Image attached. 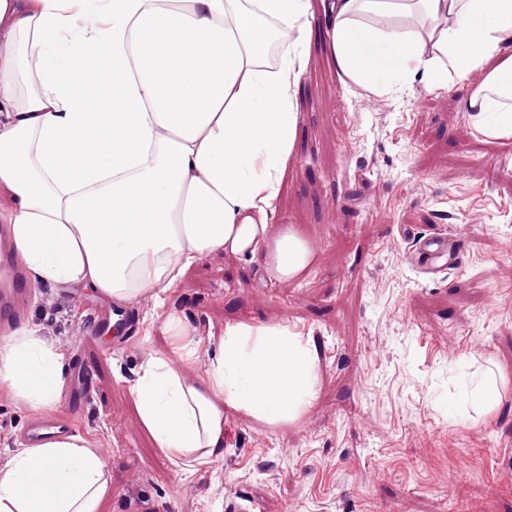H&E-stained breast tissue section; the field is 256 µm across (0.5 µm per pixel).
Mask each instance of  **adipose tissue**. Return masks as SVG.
I'll return each instance as SVG.
<instances>
[{"label":"adipose tissue","mask_w":512,"mask_h":512,"mask_svg":"<svg viewBox=\"0 0 512 512\" xmlns=\"http://www.w3.org/2000/svg\"><path fill=\"white\" fill-rule=\"evenodd\" d=\"M322 15L340 78L381 95L469 82L475 129L512 143V0H0V190L16 202L5 219L32 287L125 302L219 251L303 278L313 249L269 216L288 188ZM275 42L287 48L272 65ZM22 77L38 89L18 101ZM163 331L210 355L206 385L158 357L129 388L170 460L210 463L229 418L275 428L316 398V348L287 322H228L202 339L171 316ZM65 372L33 326L0 335V388L29 409L54 408ZM111 495L106 462L75 435L0 469V512H99Z\"/></svg>","instance_id":"adipose-tissue-1"}]
</instances>
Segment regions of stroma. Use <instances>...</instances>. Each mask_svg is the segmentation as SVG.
Masks as SVG:
<instances>
[{"mask_svg":"<svg viewBox=\"0 0 512 512\" xmlns=\"http://www.w3.org/2000/svg\"><path fill=\"white\" fill-rule=\"evenodd\" d=\"M316 28L299 94L298 146L273 224L298 225L316 252L309 277L281 281L262 260L215 252L163 306L129 301L131 336L83 333L98 291L32 289L15 319L84 359L95 381L73 417L89 448L107 449L112 496L101 512H224L235 496L262 512H512V158L479 137L464 112L467 84L433 92L345 89ZM461 237L462 262L426 277L415 237ZM179 315L192 334L225 322L288 320L319 350L317 397L300 421L274 429L226 425L224 454L182 471L155 448L128 393L154 357L187 382L207 381V355L181 356L162 327ZM499 367L500 399L469 422L449 416L465 375ZM36 413L0 398V468L22 448Z\"/></svg>","mask_w":512,"mask_h":512,"instance_id":"stroma-1","label":"stroma"}]
</instances>
